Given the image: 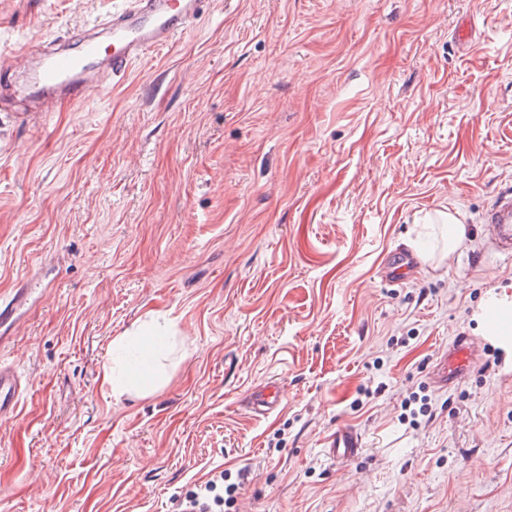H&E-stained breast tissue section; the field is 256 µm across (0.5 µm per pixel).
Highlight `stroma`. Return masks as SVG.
<instances>
[{
    "instance_id": "stroma-1",
    "label": "stroma",
    "mask_w": 512,
    "mask_h": 512,
    "mask_svg": "<svg viewBox=\"0 0 512 512\" xmlns=\"http://www.w3.org/2000/svg\"><path fill=\"white\" fill-rule=\"evenodd\" d=\"M116 2L0 0V63ZM506 190L512 0H210L108 92L0 112V299L31 290L0 512H172L219 471L255 512H512V345L481 319L512 301L482 228ZM397 248L424 270L392 287ZM152 318L164 381L114 396L112 341ZM459 330L479 364L436 389ZM342 427L363 448L336 462ZM284 404V395L276 382H268L252 392L249 411L256 417H267Z\"/></svg>"
}]
</instances>
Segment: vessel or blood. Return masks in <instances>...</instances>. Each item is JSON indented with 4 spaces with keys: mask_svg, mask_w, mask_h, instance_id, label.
<instances>
[{
    "mask_svg": "<svg viewBox=\"0 0 512 512\" xmlns=\"http://www.w3.org/2000/svg\"><path fill=\"white\" fill-rule=\"evenodd\" d=\"M206 0H125L88 27L77 28L62 41L49 46L24 48L10 58V67L22 75V83L0 81V112L16 97L24 105L18 120L51 111L55 103H79L124 76L130 66L149 53L173 44L204 11ZM485 232L491 251L512 258V194L498 197L486 216ZM421 264L409 251L396 250L383 263V279L398 286L419 273ZM29 296L27 286L16 288L13 296L0 301V331L11 330L18 310ZM479 360L477 343L464 332H456L440 353L431 371L438 388L446 389L464 379ZM22 393L13 369L0 364V419L11 417ZM284 403L277 383H266L252 392L249 409L253 416L266 417ZM362 447L361 436L341 428L330 444L336 459L355 456Z\"/></svg>",
    "mask_w": 512,
    "mask_h": 512,
    "instance_id": "vessel-or-blood-1",
    "label": "vessel or blood"
}]
</instances>
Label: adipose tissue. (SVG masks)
Instances as JSON below:
<instances>
[{"label": "adipose tissue", "instance_id": "obj_1", "mask_svg": "<svg viewBox=\"0 0 512 512\" xmlns=\"http://www.w3.org/2000/svg\"><path fill=\"white\" fill-rule=\"evenodd\" d=\"M166 335V324L154 322L113 340L112 353L117 362L106 365L103 373L113 394L133 391L148 395L159 388L163 381V366L157 354Z\"/></svg>", "mask_w": 512, "mask_h": 512}]
</instances>
